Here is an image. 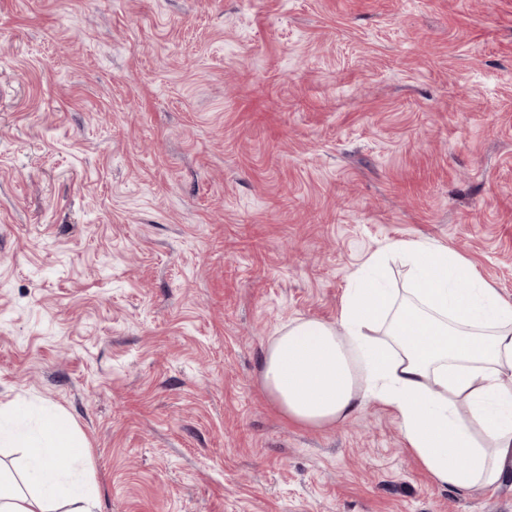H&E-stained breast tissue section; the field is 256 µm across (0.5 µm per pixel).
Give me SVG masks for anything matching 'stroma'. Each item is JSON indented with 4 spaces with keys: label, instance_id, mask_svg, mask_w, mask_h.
<instances>
[{
    "label": "stroma",
    "instance_id": "obj_1",
    "mask_svg": "<svg viewBox=\"0 0 512 512\" xmlns=\"http://www.w3.org/2000/svg\"><path fill=\"white\" fill-rule=\"evenodd\" d=\"M0 53V403L100 512H512L260 380L397 241L512 301V0H0Z\"/></svg>",
    "mask_w": 512,
    "mask_h": 512
}]
</instances>
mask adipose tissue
<instances>
[{"instance_id": "obj_1", "label": "adipose tissue", "mask_w": 512, "mask_h": 512, "mask_svg": "<svg viewBox=\"0 0 512 512\" xmlns=\"http://www.w3.org/2000/svg\"><path fill=\"white\" fill-rule=\"evenodd\" d=\"M412 273L398 294L382 284L385 259ZM261 383L290 421L332 427L378 401L442 487H496L512 470V303L470 262L425 241H400L351 276L335 323H289L261 359ZM0 404V447L20 448V474L0 471V512H96L78 473L85 456L69 420L13 426Z\"/></svg>"}]
</instances>
